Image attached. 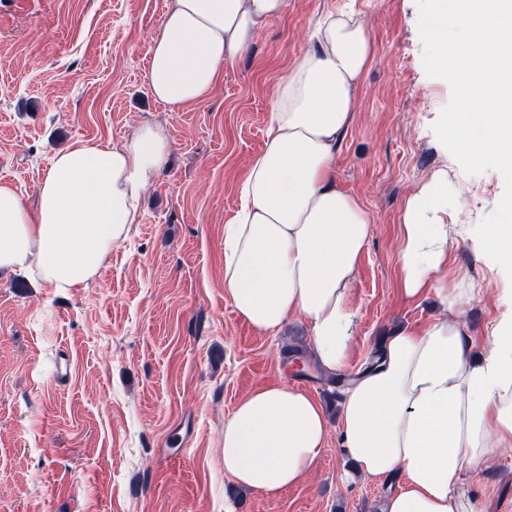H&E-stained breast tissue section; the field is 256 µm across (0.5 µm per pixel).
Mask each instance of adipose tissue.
Returning a JSON list of instances; mask_svg holds the SVG:
<instances>
[{
    "label": "adipose tissue",
    "instance_id": "adipose-tissue-1",
    "mask_svg": "<svg viewBox=\"0 0 512 512\" xmlns=\"http://www.w3.org/2000/svg\"><path fill=\"white\" fill-rule=\"evenodd\" d=\"M286 9L287 0H171L152 38L151 95L171 107L205 99ZM374 57L363 21L331 13L319 22L310 47L272 90L266 144L224 227V293L237 314L264 335L302 319L329 373L349 363L358 318L352 286L373 222L336 184V145ZM171 150L155 125L140 126L119 146L75 139L53 155L33 208L0 182V271L61 290L96 277ZM462 200L442 169L405 197L401 291L410 300L433 294L439 312L385 337L380 359L351 380L341 403L343 478L396 483L382 512H480L466 473L512 447V304L494 322L488 347L476 351L464 319L474 290L466 274L448 273V208ZM329 433L316 397L292 384L259 386L224 422V473L276 497L307 481Z\"/></svg>",
    "mask_w": 512,
    "mask_h": 512
}]
</instances>
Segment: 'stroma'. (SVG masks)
Here are the masks:
<instances>
[{
	"label": "stroma",
	"instance_id": "obj_1",
	"mask_svg": "<svg viewBox=\"0 0 512 512\" xmlns=\"http://www.w3.org/2000/svg\"><path fill=\"white\" fill-rule=\"evenodd\" d=\"M287 2L210 96L173 108L146 78L169 0H0V182L26 204L71 140L119 145L149 123L172 141L169 169L85 286L0 271V512H380L385 484L344 482L336 437L310 480L275 498L233 490L221 451L225 420L262 384L300 386L338 419L342 396L317 364L292 370L290 349L311 348L304 322L258 334L224 294V226L265 144L272 89L326 13L364 17L375 46L336 151L337 184L373 216L347 371L436 312L434 297L401 292L398 224L405 196L439 169L464 188L448 271L478 288L465 320L488 344L512 279L477 253L474 229L505 182L466 174L433 131L451 90L424 68L416 0ZM467 480L482 512H512V449Z\"/></svg>",
	"mask_w": 512,
	"mask_h": 512
}]
</instances>
